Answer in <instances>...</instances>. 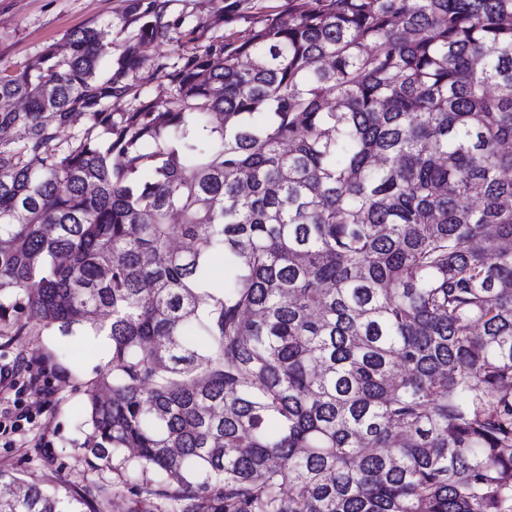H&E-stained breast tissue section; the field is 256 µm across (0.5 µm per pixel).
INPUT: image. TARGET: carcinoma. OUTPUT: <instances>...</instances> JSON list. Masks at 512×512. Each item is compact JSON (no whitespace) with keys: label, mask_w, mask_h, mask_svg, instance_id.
<instances>
[{"label":"carcinoma","mask_w":512,"mask_h":512,"mask_svg":"<svg viewBox=\"0 0 512 512\" xmlns=\"http://www.w3.org/2000/svg\"><path fill=\"white\" fill-rule=\"evenodd\" d=\"M120 13L0 69V335L110 340L87 454L164 512H512V0H290L114 112L172 26Z\"/></svg>","instance_id":"carcinoma-1"}]
</instances>
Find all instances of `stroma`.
Wrapping results in <instances>:
<instances>
[{
  "label": "stroma",
  "mask_w": 512,
  "mask_h": 512,
  "mask_svg": "<svg viewBox=\"0 0 512 512\" xmlns=\"http://www.w3.org/2000/svg\"><path fill=\"white\" fill-rule=\"evenodd\" d=\"M289 0H169L172 26L163 40L143 48L145 62L134 83L152 97L166 93L154 77L157 63L180 62L192 50L222 41H242L254 23L287 11ZM97 28L113 50L135 34L120 15V0H0V68L33 64L43 51L63 44L73 30ZM111 356L110 345L90 336L75 340L29 324L17 336L0 335V365L18 369L16 387L0 388V408L23 415L19 430L0 436V473L35 481L47 489L82 496L91 512H163L157 500L132 496L119 461L90 460L79 413L88 385ZM36 388H29V380ZM110 488L101 498V488Z\"/></svg>",
  "instance_id": "stroma-1"
}]
</instances>
